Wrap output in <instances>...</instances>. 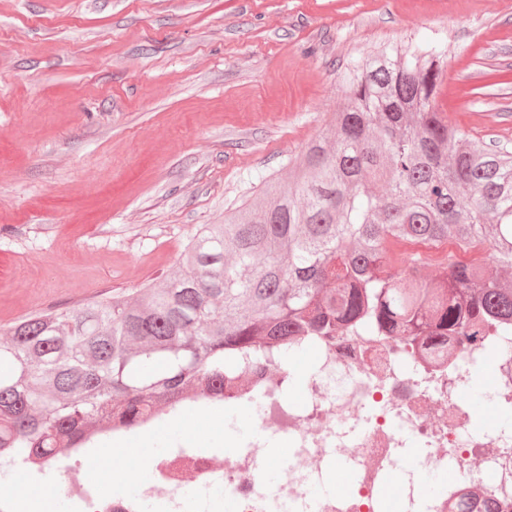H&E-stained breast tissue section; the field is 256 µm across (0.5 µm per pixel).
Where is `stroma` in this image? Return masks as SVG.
I'll return each mask as SVG.
<instances>
[{
  "label": "stroma",
  "mask_w": 512,
  "mask_h": 512,
  "mask_svg": "<svg viewBox=\"0 0 512 512\" xmlns=\"http://www.w3.org/2000/svg\"><path fill=\"white\" fill-rule=\"evenodd\" d=\"M441 44L442 110L512 144V0H0V326L134 295L256 199L345 102L367 55ZM220 428L187 437L178 417ZM250 406H183L126 435L147 455L249 439ZM136 459L46 467L137 496Z\"/></svg>",
  "instance_id": "1"
}]
</instances>
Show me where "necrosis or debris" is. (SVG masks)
<instances>
[{
  "label": "necrosis or debris",
  "mask_w": 512,
  "mask_h": 512,
  "mask_svg": "<svg viewBox=\"0 0 512 512\" xmlns=\"http://www.w3.org/2000/svg\"><path fill=\"white\" fill-rule=\"evenodd\" d=\"M312 365L300 397H291L279 367L243 372L224 401L254 410L257 432L230 449L179 448L149 462L138 497L102 494L86 481L66 487L71 512H139L158 499L160 512H222L207 497L189 495L185 473L199 486L220 483L235 512H381V490L402 474L397 512H455L461 499L512 512V427L486 434L475 429L466 393L484 361L479 346H455L448 360L410 356L400 340L369 334L312 340L303 346ZM288 439V475L265 478L266 440ZM417 443L420 452L408 457ZM344 455L355 474L350 494L314 496L312 490ZM454 472L425 497L416 479Z\"/></svg>",
  "instance_id": "obj_1"
}]
</instances>
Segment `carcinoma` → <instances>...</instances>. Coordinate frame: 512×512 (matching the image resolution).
Segmentation results:
<instances>
[{"instance_id": "1", "label": "carcinoma", "mask_w": 512, "mask_h": 512, "mask_svg": "<svg viewBox=\"0 0 512 512\" xmlns=\"http://www.w3.org/2000/svg\"><path fill=\"white\" fill-rule=\"evenodd\" d=\"M447 49L350 65L348 101L260 200L206 224L186 267L129 299L39 310L0 328V457L50 458L180 399L224 400L237 367L370 328L444 355L512 324V150L469 138L437 103ZM395 240L480 252L399 265Z\"/></svg>"}]
</instances>
